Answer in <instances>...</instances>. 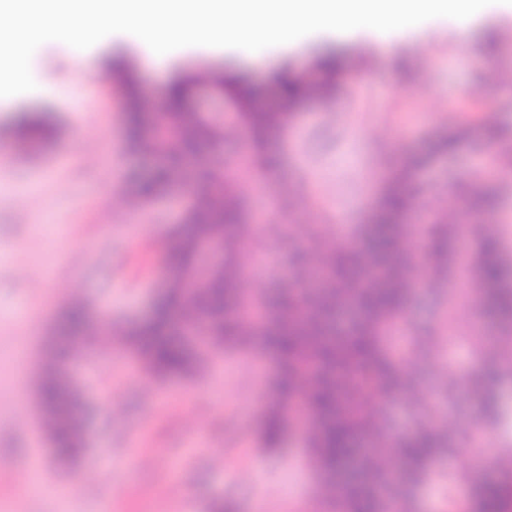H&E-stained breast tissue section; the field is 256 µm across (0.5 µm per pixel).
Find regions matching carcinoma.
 Returning <instances> with one entry per match:
<instances>
[{"instance_id":"1","label":"carcinoma","mask_w":512,"mask_h":512,"mask_svg":"<svg viewBox=\"0 0 512 512\" xmlns=\"http://www.w3.org/2000/svg\"><path fill=\"white\" fill-rule=\"evenodd\" d=\"M308 74L281 71L273 76L282 100V111L265 112L256 105V93L242 78L224 72L187 73L169 89L164 109L156 113L152 128L144 129L136 96V66L119 65L108 73L123 96L125 123L136 150L169 157L173 167L157 168L143 187L150 198L155 190L173 180L181 160L201 152L222 136L220 128L199 112H191L186 101L202 82L233 101L242 126L256 144L287 119V111L309 93L329 96L336 90L340 68L337 59H317ZM53 126L36 113L25 121L20 135L25 141L49 137ZM412 169L396 173L381 197L376 218L381 233L371 251L345 247L327 250L312 275L319 281L316 292H290L271 310L267 293L259 288L241 287L240 270L244 247L262 240L263 231H251L241 223L242 198L238 187L224 179V171L211 174L209 189L188 204L187 219L173 238L165 262L173 279L168 299L159 304L144 322L131 328L124 341L136 350L146 372L154 376L183 374L206 354L186 350L172 337L173 314L188 324L198 322L209 332L210 353L224 352L228 345L248 348L258 338L277 357L279 371L273 395L262 410L264 442L275 447L292 413L299 409L311 426L307 437L311 466L331 475L357 454V443L369 440L364 454V478L344 487L329 482L325 500L341 501V512H416L413 489L421 484L435 460L452 453L445 435L450 427L436 420L432 391L418 389L412 368L422 346L413 337L412 358L393 350L388 339L403 322L405 303L414 279L408 270L426 283L445 274L441 262L448 237L461 224L454 216L444 218L430 234L428 251L419 253L407 243L411 232L405 223L416 200L412 192ZM479 239L470 286L475 295L491 300L503 314H512V289L500 288V249L497 238L479 224L468 225ZM220 239L224 261L214 267L208 279L191 281L192 262L202 242ZM344 305L361 312L360 321L343 336L329 329V322ZM102 328L83 314L82 304H72L68 333L77 351L95 339ZM55 353L47 355L40 383L44 403L41 427L60 452L72 455L84 446V428L78 415V401L56 370ZM498 376L487 373L475 383L484 402L481 433L504 420ZM408 392L423 408L424 420L411 433L392 435L386 428L382 404L388 396ZM497 481L473 488L469 512H512V457L500 460Z\"/></svg>"}]
</instances>
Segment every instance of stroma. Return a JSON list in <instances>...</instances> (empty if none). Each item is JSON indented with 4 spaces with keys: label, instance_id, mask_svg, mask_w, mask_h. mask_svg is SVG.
I'll return each mask as SVG.
<instances>
[{
    "label": "stroma",
    "instance_id": "35a3bbf8",
    "mask_svg": "<svg viewBox=\"0 0 512 512\" xmlns=\"http://www.w3.org/2000/svg\"><path fill=\"white\" fill-rule=\"evenodd\" d=\"M510 26L512 10L492 5L475 17L466 51L445 18L422 22L390 44L360 28L320 31L254 54L181 51L164 69L139 65L142 113L149 121L163 108L177 74L217 70L264 87L258 104L273 111L275 72L307 71L316 56L334 51L343 66L336 95L301 100L263 147L237 127L235 108L211 88L200 87L190 101L228 128L200 153L199 172L223 170L240 188L245 223L267 231L258 253L264 275L244 265V284L272 295L308 290L303 264L320 255L316 237L334 232L364 248L380 195L413 158L414 244L427 238L436 210L451 205L462 219L492 225L512 273V171L485 181L474 173L490 146L512 148V85L485 78L492 70L512 72V41L484 50L487 32ZM138 53L131 35L112 34L87 49L77 70L68 45L47 42L32 63L45 83L73 85L81 111L40 89L0 98V149L8 152L0 163V403L9 406L0 412V512H214L220 504L255 512L256 497V512H337L320 491L305 489L310 469L298 425L280 448L260 440L261 396L278 370L271 353L258 345L246 353L228 349L196 375L154 377L118 342L150 312L168 238L183 225L189 194L136 198L158 161L128 147L125 103L101 71L110 56ZM423 80L424 97L413 91ZM42 107L51 111L53 137L17 151L20 112ZM476 193L493 196L494 208L470 213L466 197ZM478 246L467 236L450 239L452 279L419 288L404 311L416 335L437 339L418 366L434 374L447 367L458 379L439 407L455 449L474 443L482 404L468 387L491 365L469 335L475 328L485 336L512 334V323L469 297L457 305L461 339L440 341L448 333V283L463 280ZM76 296L112 338L60 362L86 430L84 450L62 463L38 427V381L47 350L65 342L64 312ZM96 469L101 481L72 488L79 472ZM496 474L482 467L466 480L422 483L421 510L448 512L449 501L467 500L473 484Z\"/></svg>",
    "mask_w": 512,
    "mask_h": 512
}]
</instances>
